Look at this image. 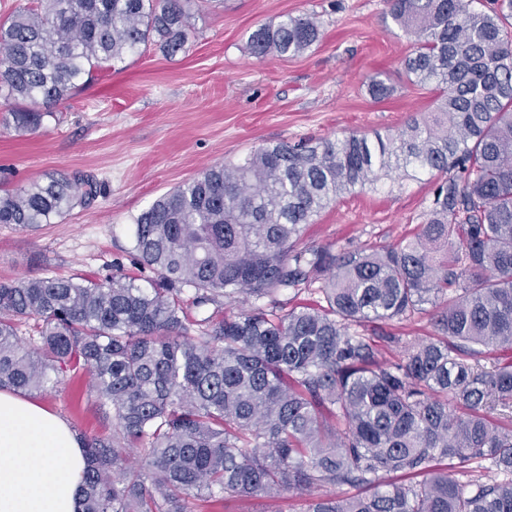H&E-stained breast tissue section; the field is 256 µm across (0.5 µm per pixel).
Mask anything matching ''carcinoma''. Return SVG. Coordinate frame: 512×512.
Segmentation results:
<instances>
[{
  "mask_svg": "<svg viewBox=\"0 0 512 512\" xmlns=\"http://www.w3.org/2000/svg\"><path fill=\"white\" fill-rule=\"evenodd\" d=\"M409 82L434 107L396 133L266 145L159 196L132 224L143 288L117 269L0 283V389L69 373L112 434L81 438L77 512H192L191 500L310 497L307 512H512V479L460 486L448 466L512 472V37L473 0H387ZM193 0H32L0 21V99L32 131L105 67L185 51ZM310 16L249 34L257 58L319 42ZM376 100L392 86L380 75ZM440 180L419 232L381 250L299 247L338 196L392 172ZM453 176H448V173ZM66 176L0 192V224H49L95 197ZM315 290L325 305L289 308ZM200 309L189 319L187 302ZM431 307L435 339L378 361L360 328ZM383 473L415 477L387 483ZM365 486L366 496L337 489Z\"/></svg>",
  "mask_w": 512,
  "mask_h": 512,
  "instance_id": "1",
  "label": "carcinoma"
}]
</instances>
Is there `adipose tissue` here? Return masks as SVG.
Segmentation results:
<instances>
[{
	"mask_svg": "<svg viewBox=\"0 0 512 512\" xmlns=\"http://www.w3.org/2000/svg\"><path fill=\"white\" fill-rule=\"evenodd\" d=\"M84 465L63 419L0 391V512H77Z\"/></svg>",
	"mask_w": 512,
	"mask_h": 512,
	"instance_id": "adipose-tissue-1",
	"label": "adipose tissue"
}]
</instances>
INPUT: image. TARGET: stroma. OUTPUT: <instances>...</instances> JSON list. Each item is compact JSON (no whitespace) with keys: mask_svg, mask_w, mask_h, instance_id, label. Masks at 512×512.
Returning <instances> with one entry per match:
<instances>
[{"mask_svg":"<svg viewBox=\"0 0 512 512\" xmlns=\"http://www.w3.org/2000/svg\"><path fill=\"white\" fill-rule=\"evenodd\" d=\"M387 0H195L185 52L153 45L102 72L45 118L18 132L0 124V190L51 176L91 177L100 193L65 218L22 230L0 224V281L82 276L102 280L115 268L150 287L156 275L131 260L130 227L154 199L217 164L258 147L393 133L430 112V88L411 85L402 62L410 40L387 15ZM311 15L321 40L297 57L255 58L248 36L284 14ZM385 73L392 95L375 101L364 84ZM430 176L385 179L339 196L306 225L301 243L333 253L380 249L409 240L433 199ZM379 361L395 364L409 344L433 334L430 317L375 323ZM64 379L33 394L75 434L106 435L112 422L75 398ZM309 499L287 493L222 503L194 502V512H306Z\"/></svg>","mask_w":512,"mask_h":512,"instance_id":"35a3bbf8","label":"stroma"}]
</instances>
